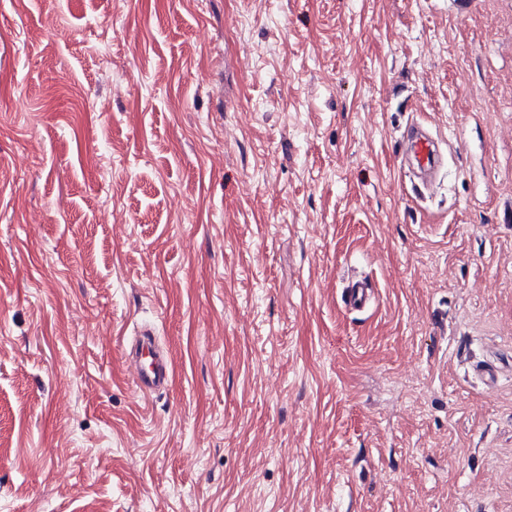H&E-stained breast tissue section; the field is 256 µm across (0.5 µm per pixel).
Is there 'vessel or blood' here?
I'll use <instances>...</instances> for the list:
<instances>
[{
    "label": "vessel or blood",
    "mask_w": 512,
    "mask_h": 512,
    "mask_svg": "<svg viewBox=\"0 0 512 512\" xmlns=\"http://www.w3.org/2000/svg\"><path fill=\"white\" fill-rule=\"evenodd\" d=\"M404 151L413 167L423 174H433L441 163V155L428 129L419 122L409 125L404 136ZM377 289L366 277L348 280L341 290V300L351 311L365 312L377 301ZM124 357L133 371L136 390L144 396L166 391L172 367L155 333L149 329L135 332L131 342L124 345Z\"/></svg>",
    "instance_id": "1"
}]
</instances>
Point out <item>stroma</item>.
<instances>
[{
  "instance_id": "obj_1",
  "label": "stroma",
  "mask_w": 512,
  "mask_h": 512,
  "mask_svg": "<svg viewBox=\"0 0 512 512\" xmlns=\"http://www.w3.org/2000/svg\"><path fill=\"white\" fill-rule=\"evenodd\" d=\"M509 207L512 0H0V512H512ZM405 156L421 174L435 173L441 163V155L434 138L420 122H413L404 136ZM376 286L368 277H355L348 280L341 290V300L351 311L365 312L370 310L377 301ZM123 340L124 357L133 371L135 389L143 396L167 390L172 377L169 357L151 329L135 331L131 342Z\"/></svg>"
}]
</instances>
